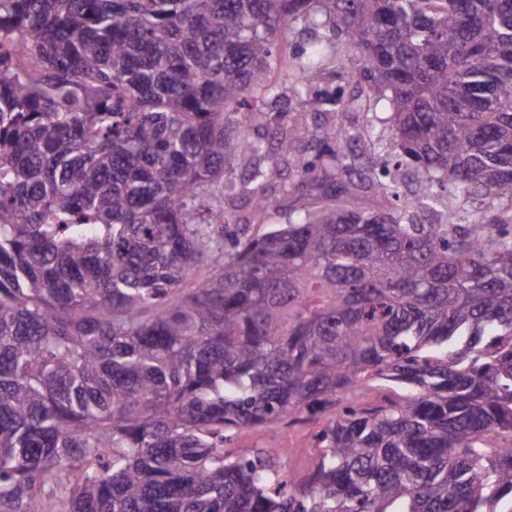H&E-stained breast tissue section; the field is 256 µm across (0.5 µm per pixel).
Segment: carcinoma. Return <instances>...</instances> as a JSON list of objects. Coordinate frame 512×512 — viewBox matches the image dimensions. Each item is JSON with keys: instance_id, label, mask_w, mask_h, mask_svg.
Segmentation results:
<instances>
[{"instance_id": "carcinoma-1", "label": "carcinoma", "mask_w": 512, "mask_h": 512, "mask_svg": "<svg viewBox=\"0 0 512 512\" xmlns=\"http://www.w3.org/2000/svg\"><path fill=\"white\" fill-rule=\"evenodd\" d=\"M350 55L418 204L454 187L443 223L303 205L233 237L237 158L270 161L243 188L279 210L269 138L337 146L285 194L348 191L343 124L252 128L288 90L322 111L305 79ZM371 381L410 394L345 409L290 489L224 451ZM492 434L512 436V0H0V512H512Z\"/></svg>"}]
</instances>
